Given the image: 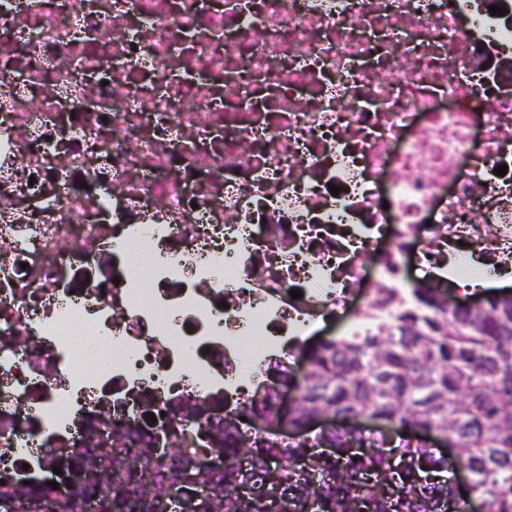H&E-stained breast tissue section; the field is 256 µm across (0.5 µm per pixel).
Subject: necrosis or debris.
Listing matches in <instances>:
<instances>
[{
    "label": "necrosis or debris",
    "instance_id": "1",
    "mask_svg": "<svg viewBox=\"0 0 512 512\" xmlns=\"http://www.w3.org/2000/svg\"><path fill=\"white\" fill-rule=\"evenodd\" d=\"M422 235L512 266V0H0V473L369 328Z\"/></svg>",
    "mask_w": 512,
    "mask_h": 512
}]
</instances>
